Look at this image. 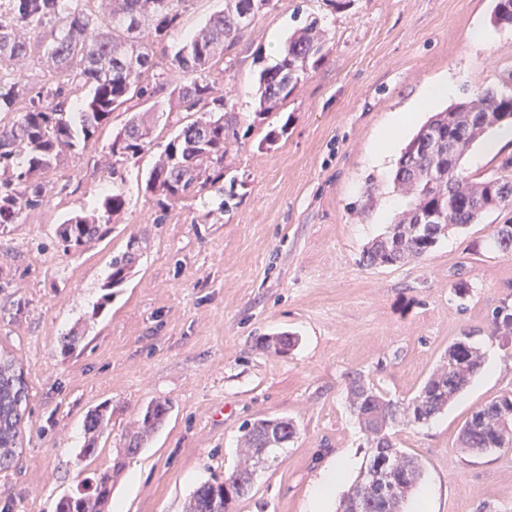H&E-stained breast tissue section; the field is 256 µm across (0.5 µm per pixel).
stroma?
Wrapping results in <instances>:
<instances>
[{"mask_svg": "<svg viewBox=\"0 0 512 512\" xmlns=\"http://www.w3.org/2000/svg\"><path fill=\"white\" fill-rule=\"evenodd\" d=\"M495 0H272L213 70L234 111L246 114L224 177L201 195L165 205L145 176L172 137L195 118L156 116L153 143L125 157L124 211L92 246L64 250L55 236L68 216L112 189L108 145L131 110H117L87 148L43 181L46 204L0 229V352L30 388L20 460L0 470V512H56L59 499L111 467L131 423L151 403L168 404L162 427L125 461L112 493L126 512H183L200 484L231 471L247 424L291 419L296 433L278 465L258 469L232 512H303L332 456L367 453L346 389L359 372L380 392L410 400L449 345L493 358L428 423L399 426L393 441L423 469L405 512H512V447L476 453L458 432L471 412L512 394V338L490 333L493 312L512 313V254L497 225L512 207L438 241L425 257L365 266L382 234L378 215L394 199L393 172L416 114L389 156L378 137L410 111L424 85L447 79L456 100L488 88L512 93V25L491 21ZM224 0H186L179 26L155 46L167 67L175 49ZM332 51L275 112L255 116L253 77L278 62L271 42L311 18ZM488 31L486 46L468 39ZM139 257L126 281L107 284L113 256L130 242ZM81 331L75 349L62 336ZM295 336L288 353L263 337ZM106 406L112 421L94 456L82 459L83 423Z\"/></svg>", "mask_w": 512, "mask_h": 512, "instance_id": "35a3bbf8", "label": "stroma"}]
</instances>
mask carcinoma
Instances as JSON below:
<instances>
[{"label": "carcinoma", "instance_id": "obj_1", "mask_svg": "<svg viewBox=\"0 0 512 512\" xmlns=\"http://www.w3.org/2000/svg\"><path fill=\"white\" fill-rule=\"evenodd\" d=\"M246 0H224V11L214 15L174 53L169 70L187 77L169 89L164 73L157 71L151 44L140 40L145 23L152 25L154 41L174 30L185 0H89L81 9L71 0H8L0 10V113L26 106L7 122L0 117V227L14 224L28 211L46 202L42 175L79 146H87L116 109L132 100L150 103L166 92L186 112L202 116L184 126L167 144L146 180V191L176 203L215 185L224 176V158L239 139L245 117L228 110V99L217 93L213 67L232 50L246 31L270 9L272 0H253L248 22L241 20ZM494 20L512 23V0H496ZM53 24L52 42L40 58L48 79L41 86L21 85L13 78L30 58L28 29ZM329 39L320 19L314 17L295 30L275 65L257 73L259 114L273 112L290 97L311 72L326 61ZM90 94L75 112L66 104L80 89ZM495 112L512 115V97L491 89L479 91L422 125L404 147L393 178L394 188L410 199V207L391 224L383 237L363 254L368 266H393L424 257L448 233L474 224L484 215L512 207V156L501 174L475 178L462 166L469 148L494 125L484 117ZM153 126L134 114L109 144L110 168L125 155L146 150L153 142ZM126 205L119 189L104 196L99 207L76 214L57 227L56 236L69 251L107 232L112 217ZM498 247L512 251V224L496 227ZM136 262L126 251L112 257L109 285H119ZM286 335L263 342V348L281 354L292 346ZM483 366V357L471 345L459 352L454 365L432 372L417 395L407 402L387 397L356 373L347 391L358 398L349 408L370 444L369 455L355 483L339 505V512H402L408 492L422 471L414 458L396 448L389 430L396 425L423 424L444 410ZM29 402V385L13 359L0 355V468L19 458L21 423ZM169 407L147 406L126 433L127 455L137 453L147 436L164 421ZM112 414L91 411L85 421L87 444L82 457L94 455L99 436ZM295 434L292 421L260 419L246 427L241 437L240 461L224 479L207 482L185 502L183 512H230L233 501L251 488L257 468L278 460L276 449ZM459 437L467 448L512 447V395L491 401L466 420ZM123 467L118 460L110 470L85 480L83 490L63 497L57 512H111L112 478Z\"/></svg>", "mask_w": 512, "mask_h": 512}]
</instances>
